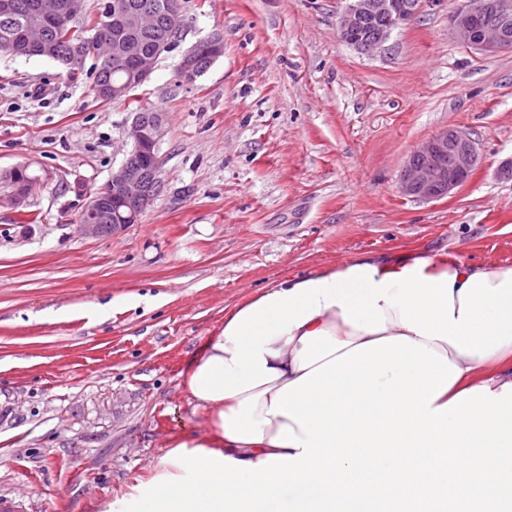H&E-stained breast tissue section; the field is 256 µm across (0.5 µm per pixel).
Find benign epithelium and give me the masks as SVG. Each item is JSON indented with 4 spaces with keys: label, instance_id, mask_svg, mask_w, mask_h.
Segmentation results:
<instances>
[{
    "label": "benign epithelium",
    "instance_id": "obj_1",
    "mask_svg": "<svg viewBox=\"0 0 512 512\" xmlns=\"http://www.w3.org/2000/svg\"><path fill=\"white\" fill-rule=\"evenodd\" d=\"M346 6L338 20L340 38L360 52L372 53L384 45L391 32L410 21L421 3L430 5L438 0H345ZM157 10L151 0L112 8L106 14L105 28L112 31V43L101 40L95 33L86 40L74 43L68 53L61 55L55 45L42 36L41 29L29 27L23 32L25 50L30 56L50 57L67 67H75L87 56L102 58V52L112 51V60L129 65L130 77L125 82L101 86L103 95L120 99L128 95L132 85L147 82L162 53L173 43L159 44L152 52L140 48L136 36L151 20L150 12ZM85 11L84 0H69L57 10L48 12V20L56 25H69ZM168 24L185 27L181 0H169L165 5ZM372 19L382 25L371 33L364 22ZM512 0H462L451 16L454 36L463 44L484 53H498L512 47ZM224 55V39L214 33L186 51L176 71V82L187 88L215 60ZM164 134L161 112L137 113L130 127L132 149L122 163L112 169L107 182L116 206L112 213L111 234L115 235L138 223L147 208L161 191L158 172L161 161L159 144ZM481 159L474 141L464 132L446 127L422 141L412 152L400 176V191L413 199L432 201L446 197L459 188ZM42 178L11 181L8 198L22 213L29 197L41 186ZM76 232L85 237H102V224L97 206L86 203L80 214Z\"/></svg>",
    "mask_w": 512,
    "mask_h": 512
}]
</instances>
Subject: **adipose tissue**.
Wrapping results in <instances>:
<instances>
[{
  "label": "adipose tissue",
  "instance_id": "obj_1",
  "mask_svg": "<svg viewBox=\"0 0 512 512\" xmlns=\"http://www.w3.org/2000/svg\"><path fill=\"white\" fill-rule=\"evenodd\" d=\"M185 389L208 431L100 512H512V268L361 256L282 279Z\"/></svg>",
  "mask_w": 512,
  "mask_h": 512
}]
</instances>
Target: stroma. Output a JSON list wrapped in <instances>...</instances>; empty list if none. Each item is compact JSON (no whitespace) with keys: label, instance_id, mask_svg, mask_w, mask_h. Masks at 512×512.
Instances as JSON below:
<instances>
[{"label":"stroma","instance_id":"35a3bbf8","mask_svg":"<svg viewBox=\"0 0 512 512\" xmlns=\"http://www.w3.org/2000/svg\"><path fill=\"white\" fill-rule=\"evenodd\" d=\"M458 5L422 6L365 54L337 34L343 0H183L179 41L109 104L86 75L0 53V173L27 162L44 178L24 237L0 187L1 498L99 512L147 480L166 444L207 426L191 361L282 278L369 254L512 268V50L456 40ZM215 31L223 56L178 86L182 55ZM139 108L164 115L161 191L139 223L80 236ZM445 127L481 164L447 197L403 195L412 151Z\"/></svg>","mask_w":512,"mask_h":512}]
</instances>
